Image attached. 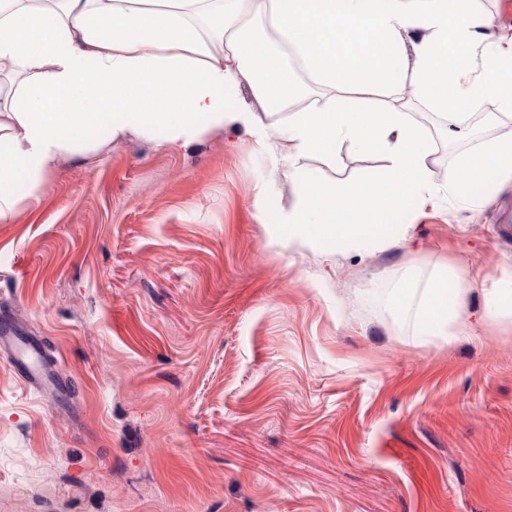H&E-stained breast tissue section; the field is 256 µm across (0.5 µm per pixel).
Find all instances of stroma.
<instances>
[{"label":"stroma","mask_w":512,"mask_h":512,"mask_svg":"<svg viewBox=\"0 0 512 512\" xmlns=\"http://www.w3.org/2000/svg\"><path fill=\"white\" fill-rule=\"evenodd\" d=\"M432 163L498 137L413 88ZM352 185L348 140L303 160ZM287 167L242 129L177 153L113 144L65 162L0 223V326L35 339L34 389L0 346V512H512V324L486 319L512 274V188L409 201L385 250L276 248ZM464 268L454 338L417 335L387 286Z\"/></svg>","instance_id":"obj_1"}]
</instances>
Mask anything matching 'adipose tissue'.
I'll use <instances>...</instances> for the list:
<instances>
[{
  "label": "adipose tissue",
  "mask_w": 512,
  "mask_h": 512,
  "mask_svg": "<svg viewBox=\"0 0 512 512\" xmlns=\"http://www.w3.org/2000/svg\"><path fill=\"white\" fill-rule=\"evenodd\" d=\"M475 0H0V223H14L68 159L147 139L177 152L209 133L245 129L273 164L301 160L350 139L377 154V178L341 191L297 180V203L280 211L271 241L324 253L384 250L408 227L413 199L437 198L427 136L371 88L412 86L432 110L463 124L478 100L512 102V50L496 71L468 75L485 36ZM266 20L308 72L343 90L337 100L283 113L294 71L256 25ZM247 84L251 101L225 106ZM512 182V135L460 156L445 190L469 199L475 182ZM465 285L462 269L426 284L400 281L396 313L416 306L418 333L450 336Z\"/></svg>",
  "instance_id": "ef3b65f1"
}]
</instances>
